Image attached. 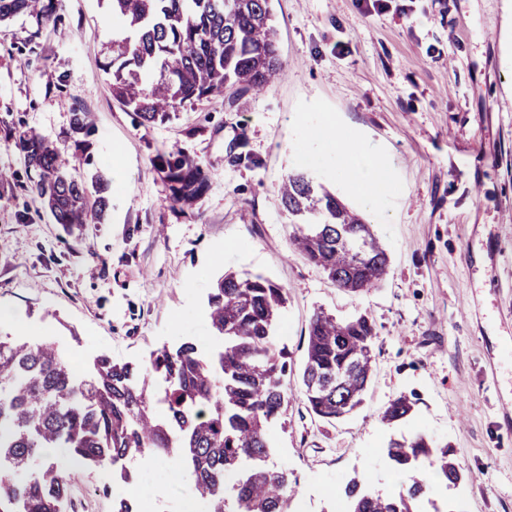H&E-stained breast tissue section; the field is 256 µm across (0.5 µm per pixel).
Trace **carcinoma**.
Masks as SVG:
<instances>
[{
  "instance_id": "carcinoma-1",
  "label": "carcinoma",
  "mask_w": 512,
  "mask_h": 512,
  "mask_svg": "<svg viewBox=\"0 0 512 512\" xmlns=\"http://www.w3.org/2000/svg\"><path fill=\"white\" fill-rule=\"evenodd\" d=\"M57 0H0V23L28 15L55 20ZM122 35L103 64L112 95L152 125L176 116L185 103L212 96L258 93L285 74L270 0H106ZM92 113L72 112L75 135ZM17 147L38 180L33 193L56 223L99 224L109 207L107 185L95 192L71 175L58 148L25 133ZM157 166L171 201L190 207L207 188L201 165L184 154H159ZM277 206L294 231L289 249L320 268L337 287L364 293L377 287L388 255L372 225L336 195L299 171L284 175ZM287 301L284 288L261 274L229 272L207 295L208 316L223 347L211 354L185 341L140 363L94 361L95 375L77 381L63 352L50 341L0 336V512H61L71 495L64 468L31 463L62 448L83 468L110 467L134 454L170 459L191 477L208 512H287L293 473L267 464L269 430L286 395L283 350L274 331ZM374 326L363 313L341 319L322 310L308 327L301 391L308 410L332 422L364 401L375 362ZM417 398L401 394L381 413L387 425L409 417ZM388 458L404 470L423 460L432 477L461 479L452 449L423 434L389 441ZM236 481L226 487L224 477ZM415 480L393 495L368 494L351 480L348 512H417L425 492Z\"/></svg>"
}]
</instances>
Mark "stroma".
Listing matches in <instances>:
<instances>
[{
    "mask_svg": "<svg viewBox=\"0 0 512 512\" xmlns=\"http://www.w3.org/2000/svg\"><path fill=\"white\" fill-rule=\"evenodd\" d=\"M285 77L259 93L184 104L142 125L112 96L102 70L112 20L100 0H61L55 22L19 16L0 25V309L42 326L46 339L89 362H139L162 346L221 340L206 296L224 273H261L288 295L277 344L292 398L271 427L268 464L298 479L292 502L344 512L355 476L390 495L424 466L395 471L390 437L422 432L448 443L457 484L433 482L421 512H512V0H271ZM92 112L88 157L70 136L74 109ZM384 157L374 206L343 176L334 148L314 132L326 118ZM55 141L84 182L108 179L103 223L66 229L31 190L16 142ZM121 167H114V146ZM199 160L205 192L185 210L169 200L156 155ZM305 169L358 210L389 256L369 293L336 288L288 250L291 226L275 189ZM372 320L375 367L363 404L328 424L298 394L309 321L317 309ZM415 413L394 425L378 414L401 393ZM137 512H177L191 484L142 481L157 459L122 461ZM98 473L72 482L74 512H113Z\"/></svg>",
    "mask_w": 512,
    "mask_h": 512,
    "instance_id": "35a3bbf8",
    "label": "stroma"
}]
</instances>
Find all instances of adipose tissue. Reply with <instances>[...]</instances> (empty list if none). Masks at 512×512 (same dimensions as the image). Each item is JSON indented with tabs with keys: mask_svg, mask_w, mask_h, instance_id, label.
<instances>
[{
	"mask_svg": "<svg viewBox=\"0 0 512 512\" xmlns=\"http://www.w3.org/2000/svg\"><path fill=\"white\" fill-rule=\"evenodd\" d=\"M315 135L318 140L335 145L341 169L353 185L370 186L386 178L384 159L366 154L359 139L354 134L342 131L335 121L324 122Z\"/></svg>",
	"mask_w": 512,
	"mask_h": 512,
	"instance_id": "ef3b65f1",
	"label": "adipose tissue"
}]
</instances>
